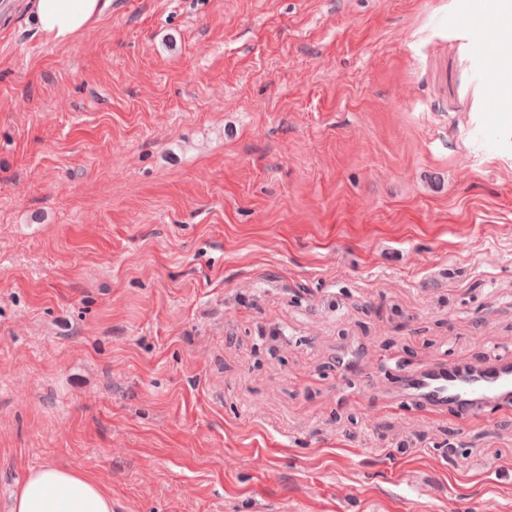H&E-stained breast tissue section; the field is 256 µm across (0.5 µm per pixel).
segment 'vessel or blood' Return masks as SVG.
Instances as JSON below:
<instances>
[{
	"label": "vessel or blood",
	"instance_id": "vessel-or-blood-1",
	"mask_svg": "<svg viewBox=\"0 0 512 512\" xmlns=\"http://www.w3.org/2000/svg\"><path fill=\"white\" fill-rule=\"evenodd\" d=\"M512 68V57L489 54L482 63L485 88L495 111L512 110V85L495 80ZM392 395L400 403L469 420L486 412L512 410V354L482 363L460 362L421 368L401 376Z\"/></svg>",
	"mask_w": 512,
	"mask_h": 512
}]
</instances>
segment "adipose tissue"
<instances>
[{"mask_svg": "<svg viewBox=\"0 0 512 512\" xmlns=\"http://www.w3.org/2000/svg\"><path fill=\"white\" fill-rule=\"evenodd\" d=\"M110 0H29L35 27L56 44L70 42L103 18ZM11 512H112L111 496L91 477L51 464L31 469Z\"/></svg>", "mask_w": 512, "mask_h": 512, "instance_id": "1", "label": "adipose tissue"}]
</instances>
